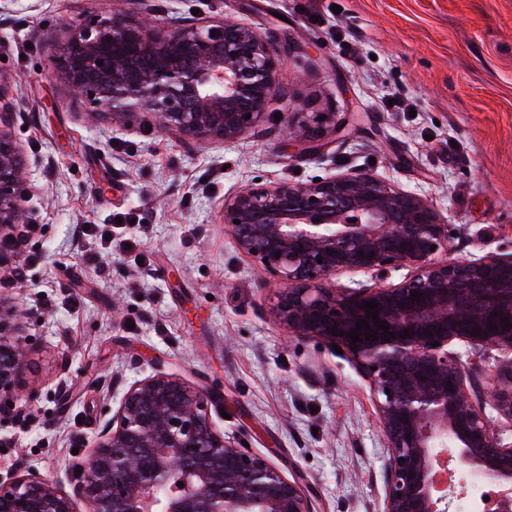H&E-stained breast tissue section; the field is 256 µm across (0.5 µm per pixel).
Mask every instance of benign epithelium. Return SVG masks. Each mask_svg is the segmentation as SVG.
<instances>
[{
  "label": "benign epithelium",
  "mask_w": 512,
  "mask_h": 512,
  "mask_svg": "<svg viewBox=\"0 0 512 512\" xmlns=\"http://www.w3.org/2000/svg\"><path fill=\"white\" fill-rule=\"evenodd\" d=\"M280 65L272 35L247 25L215 18L148 27L118 12L73 34L56 71L114 117L151 112L185 137L230 142L264 116ZM16 112L0 83V235L25 223L24 162L10 133ZM224 224L279 285L275 318L295 336L339 346L368 380L387 456L380 512H455L463 478L440 488L432 479L449 463L494 480L503 488L499 512H512V442L474 401L450 351L462 344L508 355L489 393L512 420V254L454 257L450 225L427 198L361 170L254 183L224 199ZM399 268L406 276L384 283ZM341 272L374 283H333ZM372 300L387 333L367 318ZM360 319L370 328L353 344ZM14 330L0 305V411L25 360ZM212 398L166 373L122 384L68 486L19 467L0 478V512H311L300 484L224 438L208 413Z\"/></svg>",
  "instance_id": "benign-epithelium-1"
}]
</instances>
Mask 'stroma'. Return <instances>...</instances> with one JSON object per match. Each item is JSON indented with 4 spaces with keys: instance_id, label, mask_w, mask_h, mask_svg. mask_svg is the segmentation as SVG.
<instances>
[{
    "instance_id": "35a3bbf8",
    "label": "stroma",
    "mask_w": 512,
    "mask_h": 512,
    "mask_svg": "<svg viewBox=\"0 0 512 512\" xmlns=\"http://www.w3.org/2000/svg\"><path fill=\"white\" fill-rule=\"evenodd\" d=\"M340 13H333V6ZM117 11L149 25L225 19L275 33L284 65L264 117L231 142L185 139L141 111L93 113L55 75L67 27ZM0 77L42 227L1 267L21 314L17 416L0 415V476L67 482L113 379L159 372L213 390L210 416L305 490L312 512H380L386 451L367 380L274 318L273 285L224 226L252 184L369 170L426 196L455 256L512 254V0H9ZM406 95L413 113L388 106ZM343 123L334 132V123ZM319 135L289 139V125ZM113 225L104 251L84 224Z\"/></svg>"
}]
</instances>
